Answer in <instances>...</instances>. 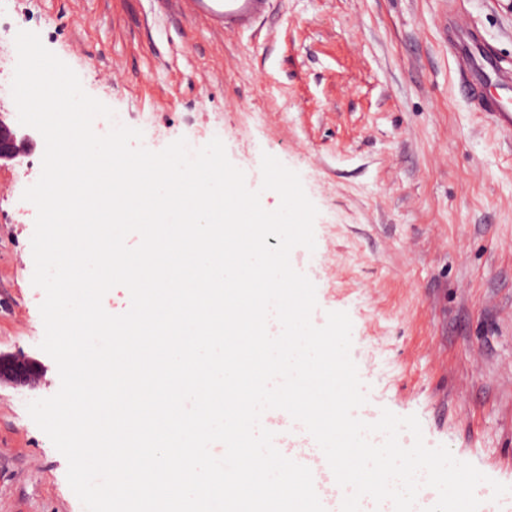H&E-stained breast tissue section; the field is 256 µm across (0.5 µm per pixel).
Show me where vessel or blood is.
Returning a JSON list of instances; mask_svg holds the SVG:
<instances>
[{
    "instance_id": "vessel-or-blood-1",
    "label": "vessel or blood",
    "mask_w": 512,
    "mask_h": 512,
    "mask_svg": "<svg viewBox=\"0 0 512 512\" xmlns=\"http://www.w3.org/2000/svg\"><path fill=\"white\" fill-rule=\"evenodd\" d=\"M197 2L211 17L223 20L228 29L252 27L270 4V0ZM448 50L457 64L460 93L486 117L499 136L512 141V61L503 58L475 24L458 14L448 17ZM269 423L275 434V446L291 452L311 469L315 490L324 507L336 506L343 489L337 485L321 449L294 448L288 440L287 413H278Z\"/></svg>"
}]
</instances>
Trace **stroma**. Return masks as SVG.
Masks as SVG:
<instances>
[{
	"mask_svg": "<svg viewBox=\"0 0 512 512\" xmlns=\"http://www.w3.org/2000/svg\"><path fill=\"white\" fill-rule=\"evenodd\" d=\"M512 58V0H272L252 29L185 0H6L10 41L37 33L84 90L151 150L220 138L249 189L261 156L297 172L318 209L315 325L352 321L350 355L374 411L417 416L428 447L512 488V142L458 91L447 13ZM0 166V352L41 362L0 384V512H84L68 463L27 411L60 387L32 283L45 141Z\"/></svg>",
	"mask_w": 512,
	"mask_h": 512,
	"instance_id": "stroma-1",
	"label": "stroma"
}]
</instances>
